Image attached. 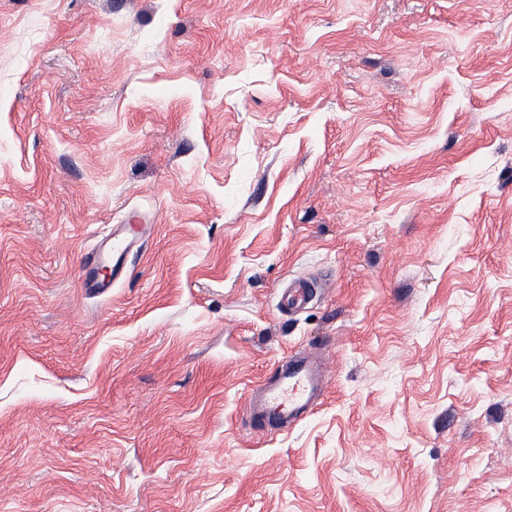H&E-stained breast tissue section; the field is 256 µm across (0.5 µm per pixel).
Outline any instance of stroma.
I'll return each mask as SVG.
<instances>
[{
    "label": "stroma",
    "mask_w": 512,
    "mask_h": 512,
    "mask_svg": "<svg viewBox=\"0 0 512 512\" xmlns=\"http://www.w3.org/2000/svg\"><path fill=\"white\" fill-rule=\"evenodd\" d=\"M0 512H512V0H0ZM130 224H115L112 228V242L106 249L107 254H112V267L106 264L100 256H91L88 263L93 264L90 277L85 283V288L96 295H106L112 290V283L115 284L121 279L124 271V259L130 246L136 242V237L130 235ZM109 267V275H101L100 268ZM329 372L317 353L288 357L275 378L252 392L248 411L255 432L290 429L310 414L324 396Z\"/></svg>",
    "instance_id": "35a3bbf8"
}]
</instances>
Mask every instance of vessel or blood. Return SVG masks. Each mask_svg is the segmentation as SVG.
I'll list each match as a JSON object with an SVG mask.
<instances>
[{
  "instance_id": "1",
  "label": "vessel or blood",
  "mask_w": 512,
  "mask_h": 512,
  "mask_svg": "<svg viewBox=\"0 0 512 512\" xmlns=\"http://www.w3.org/2000/svg\"><path fill=\"white\" fill-rule=\"evenodd\" d=\"M134 241L128 225L113 226L112 241L107 248L112 256V267L109 274H101L102 259H93V269L86 283L91 293L106 295L113 283L121 279L125 256ZM328 384V368L319 354L304 352L290 356L272 381L252 392L248 411L253 430L269 433L297 425L313 411Z\"/></svg>"
}]
</instances>
